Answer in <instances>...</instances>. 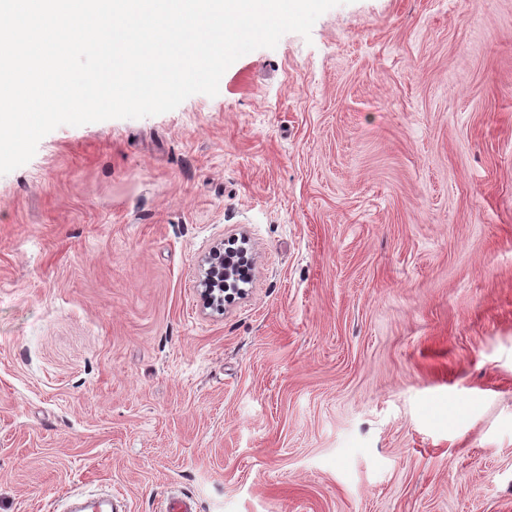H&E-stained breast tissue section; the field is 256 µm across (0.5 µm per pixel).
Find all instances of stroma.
<instances>
[{
	"mask_svg": "<svg viewBox=\"0 0 512 512\" xmlns=\"http://www.w3.org/2000/svg\"><path fill=\"white\" fill-rule=\"evenodd\" d=\"M75 485L512 512V0H349L0 175V512ZM236 267L231 262H224V254L221 250L214 251L209 258V268L206 272L203 286L207 292L223 290L230 285L235 276Z\"/></svg>",
	"mask_w": 512,
	"mask_h": 512,
	"instance_id": "35a3bbf8",
	"label": "stroma"
}]
</instances>
